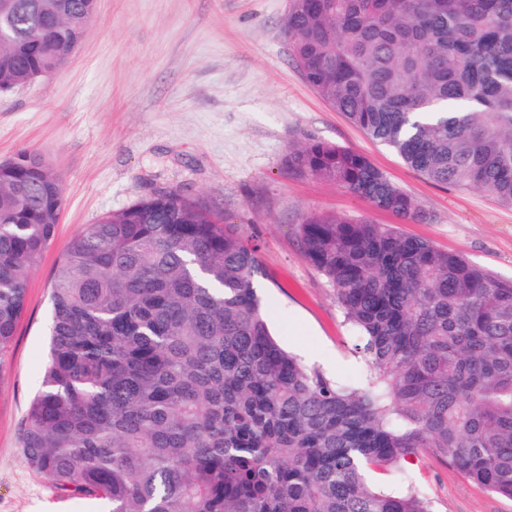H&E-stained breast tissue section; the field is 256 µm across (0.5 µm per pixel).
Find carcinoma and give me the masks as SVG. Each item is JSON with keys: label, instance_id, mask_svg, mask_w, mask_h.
<instances>
[{"label": "carcinoma", "instance_id": "obj_1", "mask_svg": "<svg viewBox=\"0 0 512 512\" xmlns=\"http://www.w3.org/2000/svg\"><path fill=\"white\" fill-rule=\"evenodd\" d=\"M94 0H0V92L62 68ZM304 81L428 181L512 207V0H289ZM288 166L401 222L428 220L370 160L321 140ZM63 185L30 148L0 159V351L54 239ZM366 372L303 366L271 336L257 246L176 190L69 243L50 355L20 439L29 465L109 512H432L419 450L512 499V279L398 227L298 224Z\"/></svg>", "mask_w": 512, "mask_h": 512}]
</instances>
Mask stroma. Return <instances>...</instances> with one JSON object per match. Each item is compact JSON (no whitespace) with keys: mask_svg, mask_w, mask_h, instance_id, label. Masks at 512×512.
<instances>
[{"mask_svg":"<svg viewBox=\"0 0 512 512\" xmlns=\"http://www.w3.org/2000/svg\"><path fill=\"white\" fill-rule=\"evenodd\" d=\"M287 11L288 0H95L60 70L0 92V159L36 149L65 194L55 239L29 274L25 310L0 352V512L106 508L30 467L20 433L47 366L54 274L69 242L154 188L219 206L239 224L259 248L272 334L331 376H356L359 359L332 287L301 252L298 224L313 212L397 219L333 182L289 171L293 144L314 138L366 154L430 216L400 225L404 234L512 278V208L431 183L333 110L289 55ZM400 468L435 512H512V499L428 452ZM397 469L371 480L392 487Z\"/></svg>","mask_w":512,"mask_h":512,"instance_id":"1","label":"stroma"}]
</instances>
